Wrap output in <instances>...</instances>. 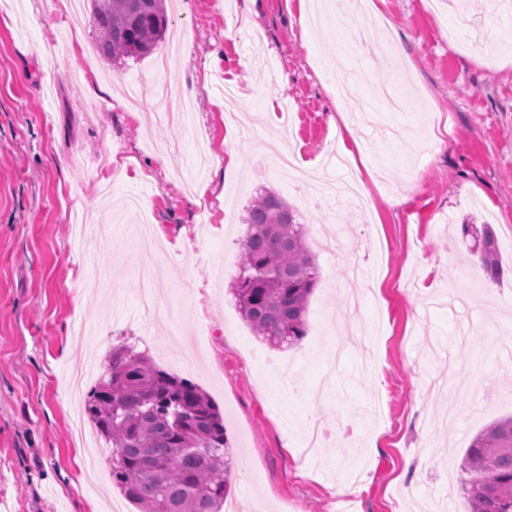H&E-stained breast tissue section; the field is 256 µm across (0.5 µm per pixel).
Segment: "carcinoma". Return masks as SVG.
Masks as SVG:
<instances>
[{"instance_id": "cac0c4a2", "label": "carcinoma", "mask_w": 512, "mask_h": 512, "mask_svg": "<svg viewBox=\"0 0 512 512\" xmlns=\"http://www.w3.org/2000/svg\"><path fill=\"white\" fill-rule=\"evenodd\" d=\"M96 50L106 61L139 60L155 51L169 27L164 0H90ZM235 305L273 348L306 336L309 298L319 269L306 229L277 194L265 191L247 208ZM486 275L502 273L488 225H462ZM85 414L112 443V482L141 512H220L231 457L224 420L192 382L152 365L122 345L87 394ZM460 489L473 512H512V416L492 422L466 449Z\"/></svg>"}]
</instances>
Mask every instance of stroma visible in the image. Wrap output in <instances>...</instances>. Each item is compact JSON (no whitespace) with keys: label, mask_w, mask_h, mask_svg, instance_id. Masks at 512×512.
<instances>
[{"label":"stroma","mask_w":512,"mask_h":512,"mask_svg":"<svg viewBox=\"0 0 512 512\" xmlns=\"http://www.w3.org/2000/svg\"><path fill=\"white\" fill-rule=\"evenodd\" d=\"M313 29L300 0H170L189 41L167 71L108 63L66 0H0V512H104L83 480L68 379L132 344L224 416L228 499L267 512H469L460 464L512 415V13L456 0H372ZM365 83L338 86L328 55ZM136 84L138 107L117 95ZM361 153L346 157L336 129ZM365 209L311 201L270 142ZM272 191L301 216L320 268L298 346L263 344L237 310L246 208ZM149 220L159 292L134 270ZM490 225L500 282L469 273L462 224ZM325 434L303 454L309 425Z\"/></svg>","instance_id":"1"}]
</instances>
